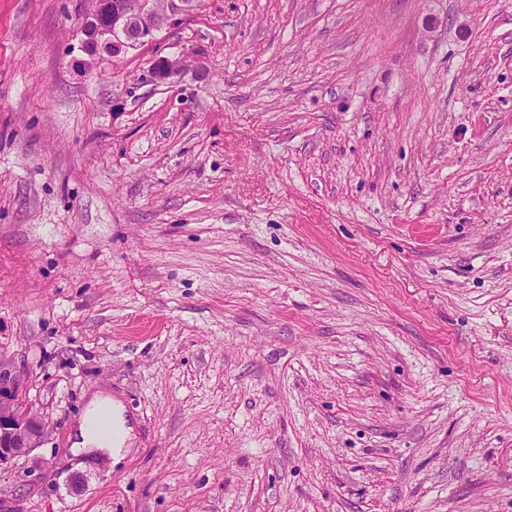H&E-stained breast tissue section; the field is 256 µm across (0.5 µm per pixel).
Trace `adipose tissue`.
<instances>
[{
  "instance_id": "ef3b65f1",
  "label": "adipose tissue",
  "mask_w": 512,
  "mask_h": 512,
  "mask_svg": "<svg viewBox=\"0 0 512 512\" xmlns=\"http://www.w3.org/2000/svg\"><path fill=\"white\" fill-rule=\"evenodd\" d=\"M131 429L126 424L123 407L111 396L94 395L87 403L76 428L77 438L72 444L73 452L93 448H105L120 453L130 437Z\"/></svg>"
}]
</instances>
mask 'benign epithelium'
<instances>
[{
  "label": "benign epithelium",
  "instance_id": "obj_1",
  "mask_svg": "<svg viewBox=\"0 0 512 512\" xmlns=\"http://www.w3.org/2000/svg\"><path fill=\"white\" fill-rule=\"evenodd\" d=\"M197 0H94L80 26V48L95 59L101 53L119 55L153 39L178 12H190ZM187 58L159 56L150 65L149 79L162 83L183 71ZM24 391V368L12 359L0 358V468L37 448L47 422L32 408L17 407Z\"/></svg>",
  "mask_w": 512,
  "mask_h": 512
}]
</instances>
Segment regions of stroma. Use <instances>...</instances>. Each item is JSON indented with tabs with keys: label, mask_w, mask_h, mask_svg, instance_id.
Returning <instances> with one entry per match:
<instances>
[{
	"label": "stroma",
	"mask_w": 512,
	"mask_h": 512,
	"mask_svg": "<svg viewBox=\"0 0 512 512\" xmlns=\"http://www.w3.org/2000/svg\"><path fill=\"white\" fill-rule=\"evenodd\" d=\"M90 7L0 0V353L48 421L0 512H512V0H200L97 62ZM199 57V54L191 53V56L186 55L181 59H171L166 56H159L150 65L148 76L151 82L163 83L174 74L183 71V66L188 58ZM198 60H200L198 58ZM123 411L122 405L113 401L111 396L95 394L87 403L76 427L78 440L72 444L73 453L106 448L112 454H119L130 439L131 432ZM112 430L118 432V437L112 438Z\"/></svg>",
	"instance_id": "stroma-1"
}]
</instances>
